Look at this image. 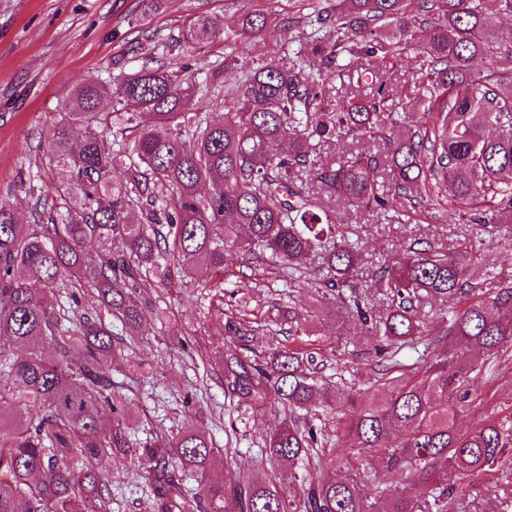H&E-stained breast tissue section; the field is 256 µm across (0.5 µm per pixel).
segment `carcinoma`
<instances>
[{"mask_svg": "<svg viewBox=\"0 0 512 512\" xmlns=\"http://www.w3.org/2000/svg\"><path fill=\"white\" fill-rule=\"evenodd\" d=\"M413 21L431 29L419 77L427 108L414 121H392L396 99L381 75L401 57ZM300 25L310 33L291 62L243 67L219 89L216 72L231 65L237 44L286 42ZM490 28L484 0H325L296 22L255 9L229 28L196 16L184 39H224V63L193 70L144 56L115 90L95 81L75 88L45 144L71 172L56 188L59 212L46 217L36 203L33 223L19 224L0 204V415H11L6 427L0 420V512H108V477L84 465L106 455L150 487L151 512H450L457 478L511 453L512 412L495 409L468 430L457 417L490 403L472 374L512 359V282L488 297L464 260L411 245L376 272L392 293L377 319L369 296L350 284L359 253L346 225L323 218L321 197L298 184L305 173L349 202L380 208L398 197L427 209L442 197L483 207L489 223L511 222L512 93L504 85H512V45L489 40ZM311 56L330 71L369 74L376 96L328 101L306 69ZM478 58L488 64L477 75ZM388 120L394 132L383 157L334 163L317 152ZM74 124L85 129L77 140L66 133ZM386 166L395 176L390 197L378 187ZM90 240L101 250L89 252ZM226 246L268 252L290 279L322 258L325 287L384 345L373 378L338 392L318 378L312 348L259 354L251 343L262 325L224 314V397L238 409L268 405L281 422L263 438L257 471L218 482L210 471L220 449L199 428L161 448L131 442L109 375L112 333L81 307L80 292L95 291L135 333L153 305L149 289L223 273ZM428 299H450L452 310L440 316L432 353L405 364L400 351L425 337ZM337 433L354 454L377 458L390 484L323 463Z\"/></svg>", "mask_w": 512, "mask_h": 512, "instance_id": "carcinoma-1", "label": "carcinoma"}]
</instances>
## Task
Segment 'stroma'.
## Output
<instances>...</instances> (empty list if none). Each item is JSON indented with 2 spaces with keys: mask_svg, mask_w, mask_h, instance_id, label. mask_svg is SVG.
Here are the masks:
<instances>
[{
  "mask_svg": "<svg viewBox=\"0 0 512 512\" xmlns=\"http://www.w3.org/2000/svg\"><path fill=\"white\" fill-rule=\"evenodd\" d=\"M244 7L271 11L281 20L302 18L309 5L307 0H165L160 10L146 16L142 0H0V203L13 209L18 223L28 224L32 199L52 202L56 187L68 181L67 167L48 162L45 139L75 87L115 81L133 69L129 20L152 35L138 51L171 63L187 54L207 68L223 61V40L202 37L185 50L173 47V39L181 37L187 17L216 15L231 25ZM426 38V31H416L409 48L384 72L387 86L409 112L424 106L417 82ZM284 51L283 42L271 38L238 44V63L222 79L233 83L240 66H259L283 57ZM310 71L321 78L330 98L368 99L375 91L370 79L353 69L334 73L315 61ZM387 147L382 136L354 134L322 146L320 152L330 161L352 154L377 156ZM324 204L330 214L346 218L361 255L352 284L369 289L378 312L387 308L378 268L416 242L453 252L464 241L481 239L483 249L473 268L484 291L512 280V223L482 224L445 206L427 219L408 206L357 209L338 197L325 198ZM151 298L138 335H129L120 322L111 326V377L124 399L130 437L143 441L198 427L215 447L233 453L243 474L257 469V443L279 418L270 408L239 414L225 403L222 377L210 365L224 347L225 313L247 301L255 321L272 330L256 340L259 351L275 343L289 345L290 327L304 323L324 360L322 376L334 385L349 386L352 372L365 370L378 343L347 318L319 279L289 281L274 261L259 266L232 248L224 253L222 289L192 281L174 292L152 289ZM90 464L109 478L111 512H149L146 489L114 469L111 458H94ZM456 493L453 512H512V458L499 470L462 476Z\"/></svg>",
  "mask_w": 512,
  "mask_h": 512,
  "instance_id": "1",
  "label": "stroma"
}]
</instances>
